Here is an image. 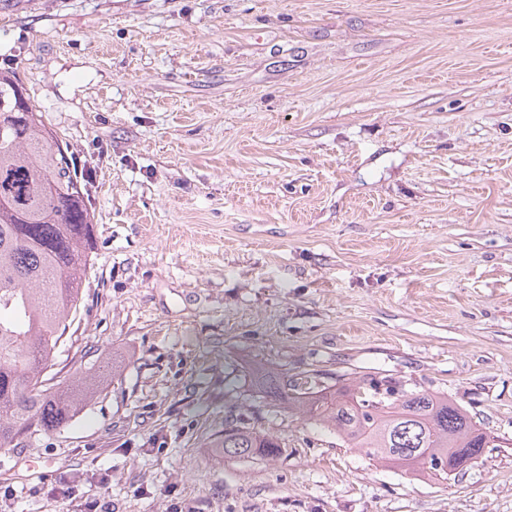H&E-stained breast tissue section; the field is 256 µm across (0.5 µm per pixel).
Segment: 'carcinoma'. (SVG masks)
<instances>
[{"label":"carcinoma","mask_w":512,"mask_h":512,"mask_svg":"<svg viewBox=\"0 0 512 512\" xmlns=\"http://www.w3.org/2000/svg\"><path fill=\"white\" fill-rule=\"evenodd\" d=\"M94 215L76 159L31 104L17 72L0 68V448H23L64 427L106 376L71 360L49 371L81 319L95 243ZM266 396L365 452L372 461L438 484L475 462L487 435L448 393L391 376L352 378L318 393L261 375ZM213 447L226 459L282 454L273 434L246 419L224 426Z\"/></svg>","instance_id":"carcinoma-1"}]
</instances>
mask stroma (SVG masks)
I'll return each instance as SVG.
<instances>
[{"instance_id": "35a3bbf8", "label": "stroma", "mask_w": 512, "mask_h": 512, "mask_svg": "<svg viewBox=\"0 0 512 512\" xmlns=\"http://www.w3.org/2000/svg\"><path fill=\"white\" fill-rule=\"evenodd\" d=\"M0 68L91 173L57 364L123 361L0 449V512H512V0H0ZM269 369L447 391L490 443L410 477ZM242 412L282 455L215 451Z\"/></svg>"}]
</instances>
